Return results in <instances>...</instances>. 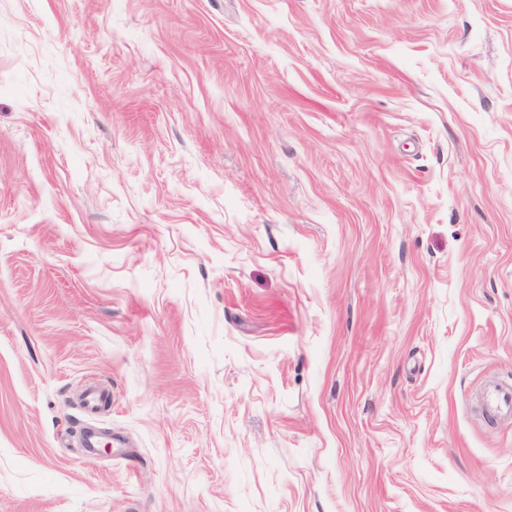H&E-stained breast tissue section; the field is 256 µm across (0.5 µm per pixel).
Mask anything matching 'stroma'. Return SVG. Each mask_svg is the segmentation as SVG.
<instances>
[{
  "label": "stroma",
  "mask_w": 512,
  "mask_h": 512,
  "mask_svg": "<svg viewBox=\"0 0 512 512\" xmlns=\"http://www.w3.org/2000/svg\"><path fill=\"white\" fill-rule=\"evenodd\" d=\"M488 379L512 0H0V512H512Z\"/></svg>",
  "instance_id": "35a3bbf8"
}]
</instances>
